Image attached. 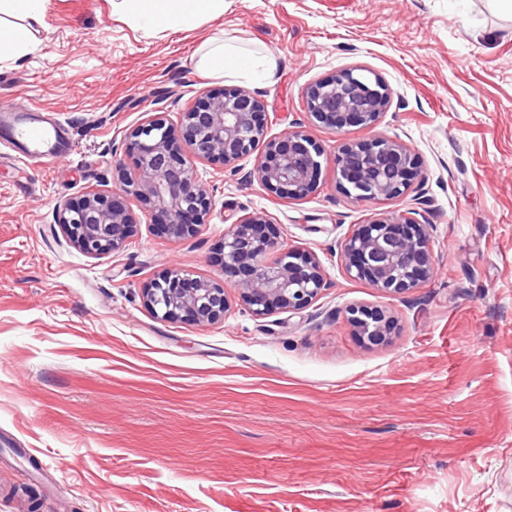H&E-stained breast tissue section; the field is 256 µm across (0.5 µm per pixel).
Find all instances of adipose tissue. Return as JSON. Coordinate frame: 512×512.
<instances>
[{"label":"adipose tissue","mask_w":512,"mask_h":512,"mask_svg":"<svg viewBox=\"0 0 512 512\" xmlns=\"http://www.w3.org/2000/svg\"><path fill=\"white\" fill-rule=\"evenodd\" d=\"M137 20L170 27L188 25L224 10V0H122ZM44 22L42 0H0V61L28 54L33 34ZM208 76L249 75L256 71L253 60L224 41L212 42L196 62Z\"/></svg>","instance_id":"adipose-tissue-1"}]
</instances>
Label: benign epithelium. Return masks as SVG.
<instances>
[{
    "mask_svg": "<svg viewBox=\"0 0 512 512\" xmlns=\"http://www.w3.org/2000/svg\"><path fill=\"white\" fill-rule=\"evenodd\" d=\"M390 102V90L378 76L358 68L315 82L306 91L308 114L326 130L376 125ZM178 125L153 115L129 135L133 166L113 170L112 193L91 191L77 203H61L56 223L76 247L93 255L121 249L137 223L128 207L134 196L150 205L155 228L173 240L193 236L209 208V189L194 161L225 165L265 145L251 176L264 187L290 197L315 184L321 152L301 131L268 138L265 106L246 89L202 92L179 113ZM336 181L358 202L374 203L401 195L413 169L410 150L383 137L345 144L334 158ZM425 216L417 209L356 224L341 247L346 273L377 290L400 294L418 287L434 270ZM220 274L203 278L176 269L142 289L151 312L162 320L209 325L224 318L228 299L224 277L235 279L242 302L259 317L311 304L327 285L319 258L280 248L272 224L260 216L240 219L224 233L218 248ZM349 321L365 343L389 339L396 321L383 310L353 307Z\"/></svg>",
    "mask_w": 512,
    "mask_h": 512,
    "instance_id": "7a95c632",
    "label": "benign epithelium"
}]
</instances>
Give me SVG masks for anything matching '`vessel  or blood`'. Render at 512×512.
<instances>
[{
  "mask_svg": "<svg viewBox=\"0 0 512 512\" xmlns=\"http://www.w3.org/2000/svg\"><path fill=\"white\" fill-rule=\"evenodd\" d=\"M0 119L9 122L15 142L20 148L22 163H47L64 148L60 129L46 117L37 102H30L22 112H2Z\"/></svg>",
  "mask_w": 512,
  "mask_h": 512,
  "instance_id": "1",
  "label": "vessel or blood"
}]
</instances>
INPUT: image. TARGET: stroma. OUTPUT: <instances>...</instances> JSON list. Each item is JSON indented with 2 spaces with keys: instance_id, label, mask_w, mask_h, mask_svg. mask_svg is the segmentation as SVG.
<instances>
[{
  "instance_id": "1",
  "label": "stroma",
  "mask_w": 512,
  "mask_h": 512,
  "mask_svg": "<svg viewBox=\"0 0 512 512\" xmlns=\"http://www.w3.org/2000/svg\"><path fill=\"white\" fill-rule=\"evenodd\" d=\"M36 50L0 64V103L38 101L68 155L14 158L0 128V512H512V11L497 0H224L189 26L150 27L111 0H47ZM224 38L265 58L256 77L194 61ZM359 66L392 98L377 128L328 133L306 88ZM246 88L269 136L309 134L315 188L253 180L255 155L195 165L210 190L199 232L172 240L138 199L137 232L90 256L56 208L110 193L130 132L202 91ZM407 145L418 179L359 203L339 188L340 145ZM422 205L435 270L386 295L350 278L353 225ZM260 214L283 249L316 254L327 286L255 316L233 279L224 320L156 318L144 285L220 270L224 231ZM397 317L389 343L354 336L351 306Z\"/></svg>"
}]
</instances>
